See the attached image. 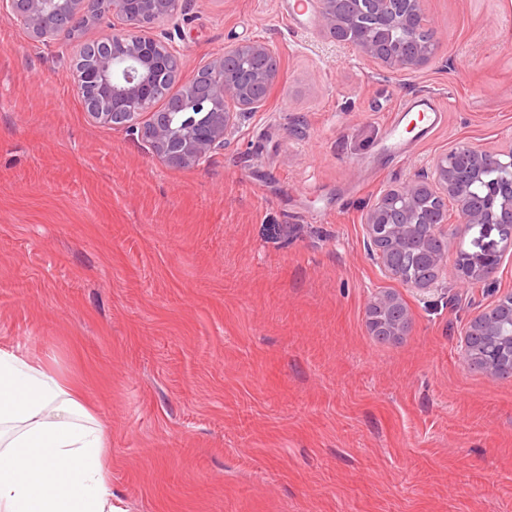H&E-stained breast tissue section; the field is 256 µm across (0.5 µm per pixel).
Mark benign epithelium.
Here are the masks:
<instances>
[{
    "label": "benign epithelium",
    "mask_w": 512,
    "mask_h": 512,
    "mask_svg": "<svg viewBox=\"0 0 512 512\" xmlns=\"http://www.w3.org/2000/svg\"><path fill=\"white\" fill-rule=\"evenodd\" d=\"M318 18L336 43L391 73L417 70L435 59L442 45L438 26L423 0H317ZM179 0H0V16H7L41 42L73 38L78 28L111 18L123 27L95 44L94 62L75 69V86L83 106L103 123L119 121L131 134L147 140L162 161L173 167L199 163L208 153L224 148V135L241 115L260 108L278 76L272 45L247 40L224 47V53L200 66L169 111L183 117L179 128L154 114L162 86L179 78L183 58L169 42L152 34L161 22L174 18ZM421 29L420 41L412 32ZM453 200L457 210L454 234L475 239L474 247L456 253L453 267L462 282L473 288L499 272L502 246L512 248V147L487 150L459 142L433 161L430 175L400 182L386 190L366 212L365 234L383 269L400 277L390 262L398 242L428 227L422 248L435 277L409 285L426 290L448 268V253L434 240L448 231V213L440 214L431 200ZM368 322L374 334L395 340L409 328L411 315L399 297L385 293L370 301ZM486 345L479 354L480 370L497 377L512 366V292L476 313L460 341L463 358L471 362L472 339Z\"/></svg>",
    "instance_id": "1"
}]
</instances>
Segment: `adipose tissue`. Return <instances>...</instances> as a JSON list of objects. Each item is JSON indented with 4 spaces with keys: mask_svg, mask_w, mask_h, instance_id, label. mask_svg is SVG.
Returning <instances> with one entry per match:
<instances>
[{
    "mask_svg": "<svg viewBox=\"0 0 512 512\" xmlns=\"http://www.w3.org/2000/svg\"><path fill=\"white\" fill-rule=\"evenodd\" d=\"M107 446L79 391L0 348V512H117Z\"/></svg>",
    "mask_w": 512,
    "mask_h": 512,
    "instance_id": "ef3b65f1",
    "label": "adipose tissue"
}]
</instances>
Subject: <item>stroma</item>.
Here are the masks:
<instances>
[{
    "label": "stroma",
    "instance_id": "35a3bbf8",
    "mask_svg": "<svg viewBox=\"0 0 512 512\" xmlns=\"http://www.w3.org/2000/svg\"><path fill=\"white\" fill-rule=\"evenodd\" d=\"M293 0H186L180 81L262 40L279 75L204 162L171 167L85 112L87 26L44 44L0 17V346L76 385L110 442L119 512H512V377L462 360L468 319L512 290L447 269L419 290L361 217L458 142H512V0H424L436 61L394 75ZM447 109L391 148L402 101ZM411 313L378 342L370 300ZM399 309V314L392 325H386L379 318V313L385 308ZM368 322L375 335L389 336L395 340L403 336L409 328L411 315L405 304L394 294L385 293L378 295L370 301L368 309Z\"/></svg>",
    "mask_w": 512,
    "mask_h": 512
}]
</instances>
